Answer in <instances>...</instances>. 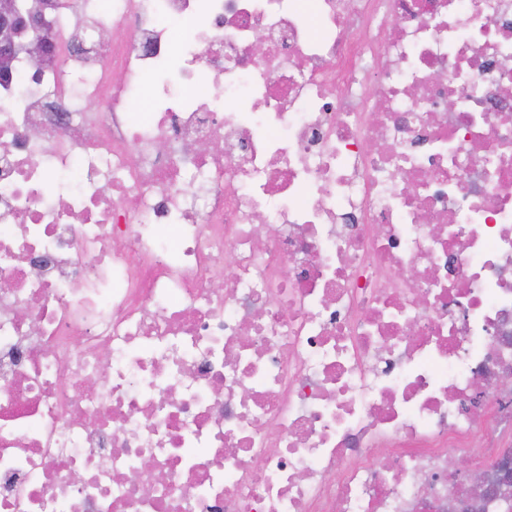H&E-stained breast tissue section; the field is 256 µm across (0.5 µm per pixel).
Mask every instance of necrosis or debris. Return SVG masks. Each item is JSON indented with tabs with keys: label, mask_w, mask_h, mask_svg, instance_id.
<instances>
[{
	"label": "necrosis or debris",
	"mask_w": 512,
	"mask_h": 512,
	"mask_svg": "<svg viewBox=\"0 0 512 512\" xmlns=\"http://www.w3.org/2000/svg\"><path fill=\"white\" fill-rule=\"evenodd\" d=\"M59 3L0 81V512H512V0Z\"/></svg>",
	"instance_id": "obj_1"
}]
</instances>
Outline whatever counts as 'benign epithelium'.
I'll use <instances>...</instances> for the list:
<instances>
[{
	"label": "benign epithelium",
	"instance_id": "7a95c632",
	"mask_svg": "<svg viewBox=\"0 0 512 512\" xmlns=\"http://www.w3.org/2000/svg\"><path fill=\"white\" fill-rule=\"evenodd\" d=\"M50 25L46 12L32 0H0V55H22L33 71H40L52 50L47 39Z\"/></svg>",
	"mask_w": 512,
	"mask_h": 512
}]
</instances>
